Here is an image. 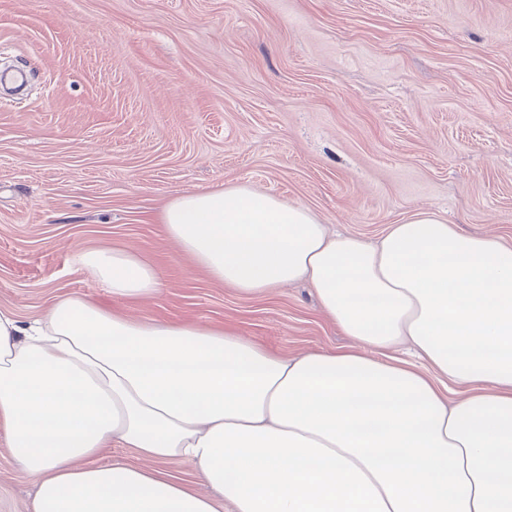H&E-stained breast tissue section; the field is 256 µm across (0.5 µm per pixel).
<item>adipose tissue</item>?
I'll use <instances>...</instances> for the list:
<instances>
[{"label": "adipose tissue", "mask_w": 512, "mask_h": 512, "mask_svg": "<svg viewBox=\"0 0 512 512\" xmlns=\"http://www.w3.org/2000/svg\"><path fill=\"white\" fill-rule=\"evenodd\" d=\"M181 253L245 296L298 281L356 347L286 357L233 330L142 321L82 295L0 310V431L34 512H512V248L431 210L374 242L238 186L176 196ZM112 299L162 282L131 248L76 250ZM468 387L449 401L435 383ZM133 448L131 467L94 464ZM193 463L204 496L160 463Z\"/></svg>", "instance_id": "ef3b65f1"}]
</instances>
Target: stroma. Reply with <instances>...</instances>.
Returning <instances> with one entry per match:
<instances>
[{"label":"stroma","mask_w":512,"mask_h":512,"mask_svg":"<svg viewBox=\"0 0 512 512\" xmlns=\"http://www.w3.org/2000/svg\"><path fill=\"white\" fill-rule=\"evenodd\" d=\"M0 309L80 294L230 328L285 356L351 346L311 288L258 297L168 238L179 192L244 185L373 240L433 210L512 247V0H0ZM137 247L156 295L111 301L74 250ZM38 480L0 434V512Z\"/></svg>","instance_id":"35a3bbf8"}]
</instances>
